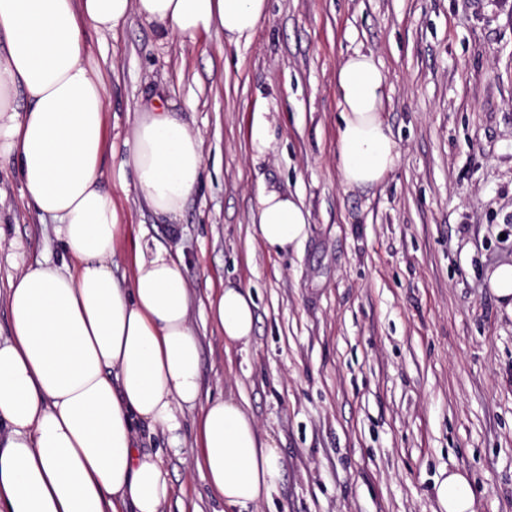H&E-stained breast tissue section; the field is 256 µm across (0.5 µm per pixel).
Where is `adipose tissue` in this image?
I'll return each instance as SVG.
<instances>
[{
  "label": "adipose tissue",
  "mask_w": 512,
  "mask_h": 512,
  "mask_svg": "<svg viewBox=\"0 0 512 512\" xmlns=\"http://www.w3.org/2000/svg\"><path fill=\"white\" fill-rule=\"evenodd\" d=\"M267 0H0V161L13 165L28 202L52 218L66 263L23 253L6 291L11 334L0 340V512H163L174 486L161 452L139 445V427L171 436L183 454L181 416L197 411L189 466L224 512H249L283 479L279 449L235 399L202 395L201 345L178 256L137 243L129 279L109 265L119 214L106 187L107 88L87 63L84 27L115 31L129 15L160 42L219 30L250 40ZM337 167L347 190L382 185L399 149L383 119L391 88L374 56H348L336 76ZM22 94L25 109L14 104ZM122 167L157 215L178 216L200 182L198 136L155 93L126 142ZM253 223L268 253L298 246L310 214L292 195L259 189ZM225 342L249 344L255 303L225 286L209 305ZM440 512H476L468 478L439 480Z\"/></svg>",
  "instance_id": "obj_1"
}]
</instances>
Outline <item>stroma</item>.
Here are the masks:
<instances>
[{"instance_id": "stroma-1", "label": "stroma", "mask_w": 512, "mask_h": 512, "mask_svg": "<svg viewBox=\"0 0 512 512\" xmlns=\"http://www.w3.org/2000/svg\"><path fill=\"white\" fill-rule=\"evenodd\" d=\"M85 39L107 87L112 273L129 276L140 238L184 256L203 388L242 403L281 456L283 481L256 512H438L448 470L469 479L477 512H512V313L488 279L512 266V0H269L247 43L214 31L165 46L134 15ZM357 50L391 87L383 117L400 160L384 184L348 192L336 72ZM160 87L205 157L174 229L119 170L135 106ZM261 101L273 140L256 159ZM262 186L310 214L288 253L255 233ZM13 243L30 263L64 255L1 163V340ZM231 283L256 302L246 346L225 343L209 316ZM167 468L164 512H218L200 472L174 455Z\"/></svg>"}]
</instances>
